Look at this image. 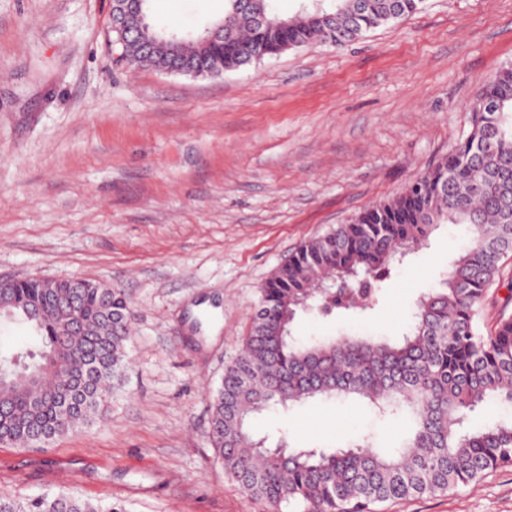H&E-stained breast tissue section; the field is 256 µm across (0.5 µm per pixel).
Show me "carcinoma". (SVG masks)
Instances as JSON below:
<instances>
[{"label": "carcinoma", "instance_id": "cac0c4a2", "mask_svg": "<svg viewBox=\"0 0 512 512\" xmlns=\"http://www.w3.org/2000/svg\"><path fill=\"white\" fill-rule=\"evenodd\" d=\"M424 0H322L290 16L271 0H225L224 30L170 31L143 0V31L129 20L127 64L159 70L178 59L205 77L310 44L342 47L422 8ZM286 21L288 28L277 23ZM492 100L497 109L487 111ZM438 224H464L466 248L439 287L416 301L400 337L293 335L300 311L364 316L396 266ZM512 257V66L478 96L470 130L397 197L300 244L260 288L240 352L211 395L207 438L225 474L270 512H378L446 494L512 465V419L475 429L476 411L512 406V314L482 332L483 308ZM29 322L41 339L24 359L0 358V444L31 446L108 418L127 366L133 314L118 288H51L44 279L0 281V318ZM314 400L356 401L380 421H403L382 450L372 436L345 447L271 448L251 415ZM0 512H120L74 491L28 502L0 497Z\"/></svg>", "mask_w": 512, "mask_h": 512}]
</instances>
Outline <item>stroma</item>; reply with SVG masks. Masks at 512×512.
Masks as SVG:
<instances>
[{
	"label": "stroma",
	"instance_id": "1",
	"mask_svg": "<svg viewBox=\"0 0 512 512\" xmlns=\"http://www.w3.org/2000/svg\"><path fill=\"white\" fill-rule=\"evenodd\" d=\"M224 0H154L203 28ZM109 0H0V275L121 289L133 332L108 420L39 447L0 444V495L73 489L125 512H268L214 461L209 394L258 290L303 241L400 194L448 155L512 64V0H426L336 48L301 47L216 77L113 64ZM445 224L364 319L301 316L295 334H398L464 249ZM275 444L401 430L309 402L251 422ZM391 512H512V466Z\"/></svg>",
	"mask_w": 512,
	"mask_h": 512
}]
</instances>
